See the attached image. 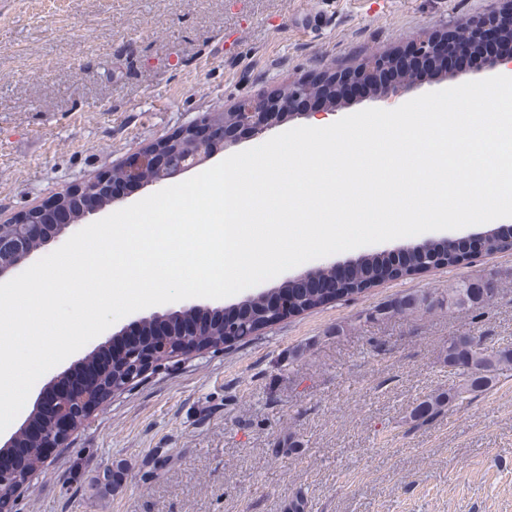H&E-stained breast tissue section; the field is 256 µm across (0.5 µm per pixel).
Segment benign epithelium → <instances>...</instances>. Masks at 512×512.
<instances>
[{"mask_svg": "<svg viewBox=\"0 0 512 512\" xmlns=\"http://www.w3.org/2000/svg\"><path fill=\"white\" fill-rule=\"evenodd\" d=\"M512 15V0H495L494 6L474 20L479 29L491 33L500 31L502 17ZM466 31L457 23L441 27L435 33L407 44L417 57L428 58L447 52L448 40ZM402 50H377L359 67H347L314 75H303L280 86L269 96L254 100L240 99L232 108L245 112L248 118L236 124H226L220 115L210 122L193 123L181 131L165 137L151 146L137 151L113 171L122 173L115 179L104 174L81 185L72 186L61 193L49 196L41 204L15 216L11 224L19 225L14 235L3 234L0 225V250L9 251L14 268L35 252L33 243L45 246L59 236V230L83 222L91 223L104 208L123 199L120 189L126 185H161L194 169L210 158L216 148H228L237 143L229 132L244 128L253 137L273 129L268 116L283 105L297 104L300 109L292 117H310L326 109L338 97L353 102L364 98L361 85L388 70H403ZM232 325L231 335L239 332L249 335L259 329L248 312L239 307L215 308ZM152 326V335L145 333ZM179 336L183 340L180 352H200L223 343V340L203 338L198 335L195 321H175L172 314L154 313L149 317L123 325L105 341L100 357L102 370L88 373L81 380L63 375L53 382L39 398V406L46 421H24L21 430L29 436V443L40 448L41 462L67 444L72 432L112 395L138 380L153 365L170 357L166 337ZM31 448L12 445L7 439L0 450V487L9 485L12 494L0 496V512H11L13 494L27 483L37 463L30 457Z\"/></svg>", "mask_w": 512, "mask_h": 512, "instance_id": "obj_1", "label": "benign epithelium"}]
</instances>
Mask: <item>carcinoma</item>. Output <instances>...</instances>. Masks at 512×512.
<instances>
[{"label": "carcinoma", "instance_id": "1", "mask_svg": "<svg viewBox=\"0 0 512 512\" xmlns=\"http://www.w3.org/2000/svg\"><path fill=\"white\" fill-rule=\"evenodd\" d=\"M512 250V238L494 235L490 239L473 243L471 252L493 253ZM468 262V254L445 250L437 244L425 252L413 248L407 251V264L403 275H411L424 268L455 267ZM390 266L389 255L375 253L363 257L356 263L352 277L346 281H337L333 298L342 300L358 293L378 280L379 272ZM487 279L475 278L458 282L448 288V307L479 308L488 303L494 295V289L486 287ZM290 303L288 315H296L326 302L321 296L303 294L293 288L288 289ZM251 315L257 322L271 321L276 314L270 312L268 305L260 298L251 300ZM448 366L462 377V383L448 390V401L464 398V395H478L490 388L496 378L512 371V348L494 350L483 341L463 338L448 345Z\"/></svg>", "mask_w": 512, "mask_h": 512}]
</instances>
